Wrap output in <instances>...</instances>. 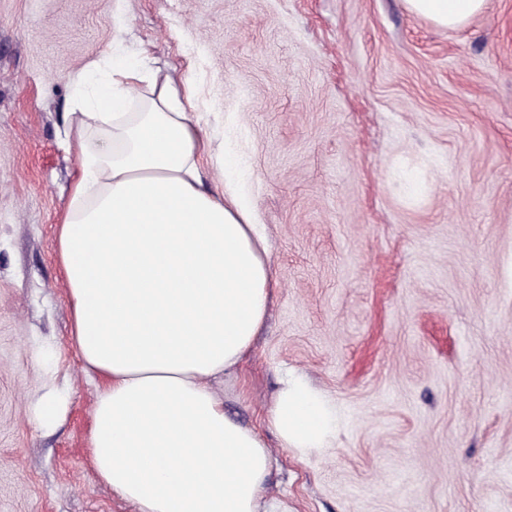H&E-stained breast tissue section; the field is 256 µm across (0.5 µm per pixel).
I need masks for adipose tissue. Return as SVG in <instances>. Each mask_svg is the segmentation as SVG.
Instances as JSON below:
<instances>
[{
    "instance_id": "obj_1",
    "label": "adipose tissue",
    "mask_w": 512,
    "mask_h": 512,
    "mask_svg": "<svg viewBox=\"0 0 512 512\" xmlns=\"http://www.w3.org/2000/svg\"><path fill=\"white\" fill-rule=\"evenodd\" d=\"M438 26L486 0H405ZM73 82L80 166L57 234L71 342L102 383L90 461L136 512H276L260 492L274 465L258 429L230 419L212 388L250 351L276 284L267 239L232 186L205 189L194 90L145 60L113 58L95 86ZM333 413L303 378L276 393L285 447H324Z\"/></svg>"
}]
</instances>
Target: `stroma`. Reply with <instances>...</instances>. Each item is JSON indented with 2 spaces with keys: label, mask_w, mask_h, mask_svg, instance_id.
<instances>
[{
  "label": "stroma",
  "mask_w": 512,
  "mask_h": 512,
  "mask_svg": "<svg viewBox=\"0 0 512 512\" xmlns=\"http://www.w3.org/2000/svg\"><path fill=\"white\" fill-rule=\"evenodd\" d=\"M148 56L191 73L278 284L215 390L261 427L288 512H512V0L443 29L405 0H0V512H134L89 463L97 395L56 237L78 157L71 79ZM68 389L41 427L37 344ZM335 405L282 447L285 372Z\"/></svg>",
  "instance_id": "stroma-1"
}]
</instances>
